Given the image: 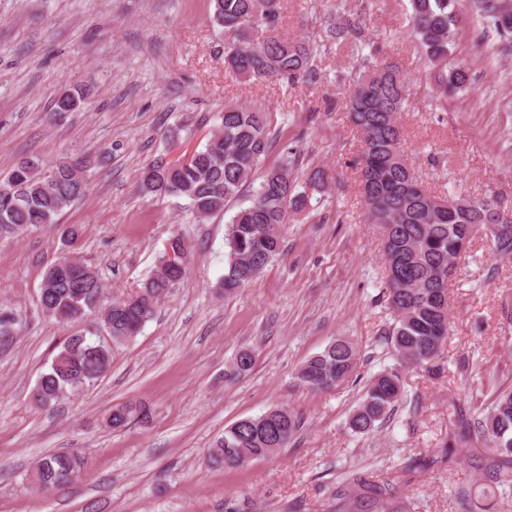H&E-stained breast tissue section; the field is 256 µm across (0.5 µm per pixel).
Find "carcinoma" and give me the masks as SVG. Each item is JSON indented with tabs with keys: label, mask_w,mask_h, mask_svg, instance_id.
Instances as JSON below:
<instances>
[{
	"label": "carcinoma",
	"mask_w": 512,
	"mask_h": 512,
	"mask_svg": "<svg viewBox=\"0 0 512 512\" xmlns=\"http://www.w3.org/2000/svg\"><path fill=\"white\" fill-rule=\"evenodd\" d=\"M411 35L428 63L431 101L437 107L470 84L463 60L448 62L458 35L457 0H408ZM211 21L224 32V61L229 73L246 79H276L282 83L312 85L320 79L314 64L316 48L304 39L274 33L280 0H211ZM473 8L492 26L504 47L512 42V0H473ZM336 45L353 57L356 79L344 100L349 120L360 134L359 193L367 220L379 226L386 275L387 301L393 322L386 344L397 366L376 374L366 387L361 405L349 419L355 434H364L385 419L403 395L402 369L439 370L449 334L448 271H458L471 252L474 235H491L494 257L512 260V237L494 229L493 212L503 209L494 196L474 197L467 206L448 209L436 204L414 175L403 154L401 113L408 104L406 81L393 65L378 60V50L365 43L361 27L349 23L336 31ZM83 93L66 92L56 99L55 111L78 112ZM271 147L264 113L238 105L224 106L220 124L204 147L182 162H158L142 172L140 190L189 201L204 219L228 210L251 187L249 204L238 206L224 224V277L221 288L229 294L256 280L282 255L280 226L289 214L305 209L307 198L297 190L293 176L294 153L286 147L279 162L263 166ZM87 181L83 167L57 159L51 163L37 155L24 156L0 174V238H18L36 226L58 223L59 216L83 198ZM187 267L165 264L160 255L155 274L141 290L126 299H114L101 315L114 343L134 338L155 315L171 288L184 281ZM104 284L98 273L82 261L59 258L44 272L38 302L42 313L65 322H80L103 310ZM19 314L0 310V352L16 336ZM111 347L82 333L68 337L53 356L33 390V400L52 406L78 394L108 369ZM358 352L350 340L339 337L309 357L297 378L307 390L321 392L348 379L357 366ZM256 362L249 349L239 351L224 376L239 378ZM150 408L125 404L112 408L107 422L118 429L135 420L145 422ZM454 435H473L490 444L489 477L512 481V388L494 392L484 419L470 421L456 405H448ZM299 421L286 407L236 421L224 428L209 452L215 467L243 466L271 457L288 447ZM82 461L69 453H51L35 466L34 481L46 492L78 479ZM359 489L353 505L346 495L336 496L330 512H406L405 506L381 485L351 475Z\"/></svg>",
	"instance_id": "obj_1"
}]
</instances>
